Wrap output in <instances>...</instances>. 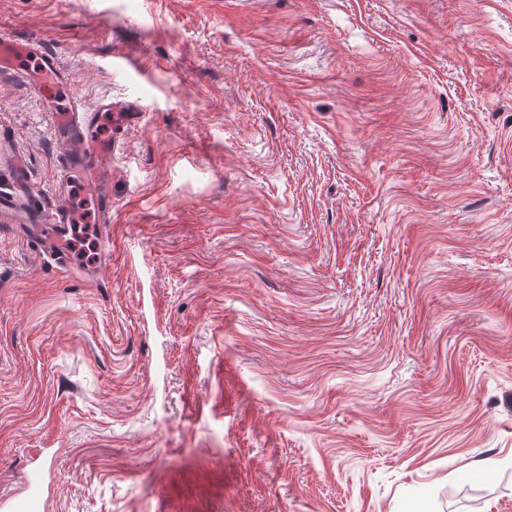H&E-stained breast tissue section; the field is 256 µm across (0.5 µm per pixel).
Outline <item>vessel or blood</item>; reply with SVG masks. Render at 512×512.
<instances>
[{"label": "vessel or blood", "mask_w": 512, "mask_h": 512, "mask_svg": "<svg viewBox=\"0 0 512 512\" xmlns=\"http://www.w3.org/2000/svg\"><path fill=\"white\" fill-rule=\"evenodd\" d=\"M0 71L10 72L28 85L32 93L40 99L55 100L60 88L67 83L68 75L61 69L56 56L40 49L32 42L20 41L9 33L0 32ZM99 119L98 110L84 108L73 102L62 112L57 113L55 129L74 128L82 132L80 150L70 156L66 168L73 171L79 168L84 159L111 155L112 144L89 138L88 131ZM44 222L54 227L51 239L45 249L59 266L68 267L69 260L64 240L71 222L67 207H56L44 215ZM46 501L39 476L29 478L23 492L0 498V512H44Z\"/></svg>", "instance_id": "vessel-or-blood-1"}]
</instances>
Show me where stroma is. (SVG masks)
Listing matches in <instances>:
<instances>
[{
  "label": "stroma",
  "mask_w": 512,
  "mask_h": 512,
  "mask_svg": "<svg viewBox=\"0 0 512 512\" xmlns=\"http://www.w3.org/2000/svg\"><path fill=\"white\" fill-rule=\"evenodd\" d=\"M103 112L101 219L0 75V494L512 512V0H0ZM96 243L47 257L34 212Z\"/></svg>",
  "instance_id": "obj_1"
}]
</instances>
